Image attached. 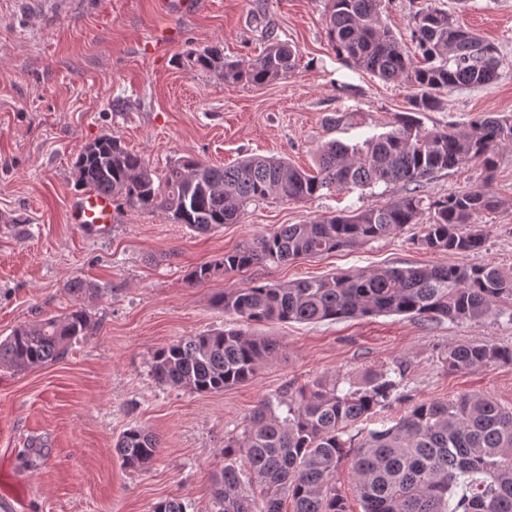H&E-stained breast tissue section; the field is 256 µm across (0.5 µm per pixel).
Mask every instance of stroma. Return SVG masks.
Here are the masks:
<instances>
[{"label": "stroma", "mask_w": 512, "mask_h": 512, "mask_svg": "<svg viewBox=\"0 0 512 512\" xmlns=\"http://www.w3.org/2000/svg\"><path fill=\"white\" fill-rule=\"evenodd\" d=\"M499 50V76L477 88L445 92L444 108L422 113L426 127L469 124L481 113L512 115V0H434ZM326 0H206L191 13L162 18L155 0H0V338L22 324L70 312L68 283L94 282L86 299L93 328L58 360L26 371L0 367V494L15 512H150L180 499L185 512H211L213 479L224 466V439L240 433L264 399L326 378L402 367L408 402L446 401L464 393L512 408V364L450 371L449 348L464 343L512 347V316L483 322L380 315L320 323L264 322L252 333L281 344L249 382L197 394L160 385L153 354L187 336L235 327L213 307L230 286L280 284L385 266H512V146L493 174L472 163L422 183L435 199L488 185L500 199L474 216L484 248L461 257L418 246L420 225L366 244L278 266L189 284L195 266L284 224L379 207L403 184L336 191L303 202L249 205L239 223L199 233L161 215L117 207L105 230L71 223L79 192L78 150L105 133L157 170L182 157L230 165L248 155L282 157L314 169L317 149L348 145L389 130L408 111L412 86L344 64L325 32ZM165 31L154 55L143 41ZM275 35L299 51L286 78L225 85L183 66L188 51L219 45L250 63ZM138 426L161 443L156 459L133 470L114 450Z\"/></svg>", "instance_id": "35a3bbf8"}]
</instances>
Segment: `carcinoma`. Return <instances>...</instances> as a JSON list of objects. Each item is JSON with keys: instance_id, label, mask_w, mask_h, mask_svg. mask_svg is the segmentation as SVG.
Instances as JSON below:
<instances>
[{"instance_id": "carcinoma-1", "label": "carcinoma", "mask_w": 512, "mask_h": 512, "mask_svg": "<svg viewBox=\"0 0 512 512\" xmlns=\"http://www.w3.org/2000/svg\"><path fill=\"white\" fill-rule=\"evenodd\" d=\"M380 2L327 0L325 24L333 51L345 63L414 88L409 111L395 115L390 131L366 139L360 148L336 139L325 142L315 175L286 160L255 155L229 166L183 158L159 174L120 137L105 133L76 155L75 186L110 193L134 211L161 214L201 233L238 223L249 204L268 199L305 201L325 190L379 183L406 186L403 196L381 207L257 235L194 267L188 274L193 285L256 264L278 265L359 246L419 223L426 211L430 221L417 237L424 249L461 256L481 250L485 234L472 226V218L497 210L498 197L483 185L427 202L420 183L468 163L492 174L500 149L512 146V117L483 113L465 127L428 128L418 115L441 110L442 94L449 89L492 83L498 76L497 50L448 11L428 4L414 15L411 37L422 57L415 62L381 24ZM296 55L291 45L271 37L246 66L224 58L217 45L187 53L183 65L212 72L228 86L243 80L264 85L286 78ZM67 291L79 301L97 288L75 279ZM213 304L246 324L387 314L479 322L512 306V267L455 263L358 270L285 285L226 288L214 295ZM91 326L83 305L20 325L0 338V366L21 371L50 363ZM278 351L272 339L213 329L156 351L151 372L163 386L216 393L252 380ZM445 362L455 372L512 363V348L460 344L448 349ZM401 377L399 369H379L346 387L319 381L259 403L242 432L224 439L212 512H282L285 498L291 499L292 512H348L336 487L345 459L363 512H512V408L487 395L418 401L357 440L344 438L353 425L406 399L398 392ZM115 449L124 466L138 469L155 459L160 441L130 427ZM255 484L261 488L258 497L248 491Z\"/></svg>"}]
</instances>
